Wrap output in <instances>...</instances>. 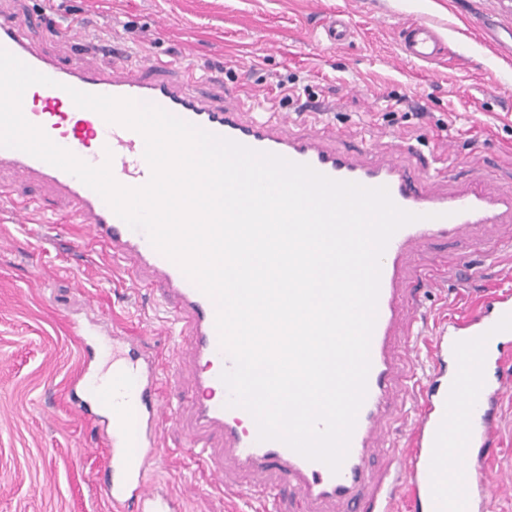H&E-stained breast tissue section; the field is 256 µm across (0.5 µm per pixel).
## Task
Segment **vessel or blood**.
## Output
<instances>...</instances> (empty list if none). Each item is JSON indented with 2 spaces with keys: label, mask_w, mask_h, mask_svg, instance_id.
<instances>
[{
  "label": "vessel or blood",
  "mask_w": 512,
  "mask_h": 512,
  "mask_svg": "<svg viewBox=\"0 0 512 512\" xmlns=\"http://www.w3.org/2000/svg\"><path fill=\"white\" fill-rule=\"evenodd\" d=\"M401 41L410 60L429 62L438 56L437 29L431 23L406 26ZM0 48L52 80L51 85L26 90L25 118L85 162H110L122 185L139 187L150 179L143 137L76 107L68 88L148 102L214 135L309 165L329 178L387 187L398 207L419 216L392 236L382 256L366 397L348 455L335 473L282 442L259 441L252 415L229 406L230 392L220 376L233 361L220 346L216 304L151 245L144 231L129 228L72 174L23 151L0 147V169L48 189L53 201L64 203L76 223L84 225L88 238L106 248L113 263L132 265L151 288L175 330L176 354L189 359L193 429L186 447L205 465L212 484L228 494L287 501L291 512H389L393 492L403 482L423 512H457L461 507L468 512L475 503L487 501L492 477L484 462L499 434L503 399L512 394L502 348L512 339L511 290L482 299L473 316L449 321L440 331L433 353L437 370L422 388L423 405L408 453L395 448L390 422L401 415L403 393L411 383L406 354L413 349L420 319L409 256L439 241L486 243L489 227L512 224L511 189L491 191L479 181L461 189H430L427 175L414 173L404 158L352 153L325 138L291 132L284 113L251 117L236 104L189 92L195 76L187 67L174 80L166 77L165 63L149 58L128 71L61 65L33 49L17 21L1 13ZM84 351L68 395L74 412L101 421L105 428L104 482L112 512H183L166 486L147 479L159 460L161 424L180 417L161 396L155 354L131 339L113 348L112 412L103 417L95 395L99 380L94 349L88 345ZM374 448L389 455L379 472L366 464Z\"/></svg>",
  "instance_id": "b4317fda"
}]
</instances>
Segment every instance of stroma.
I'll use <instances>...</instances> for the list:
<instances>
[{
    "label": "stroma",
    "instance_id": "1",
    "mask_svg": "<svg viewBox=\"0 0 512 512\" xmlns=\"http://www.w3.org/2000/svg\"><path fill=\"white\" fill-rule=\"evenodd\" d=\"M0 12L64 63L109 68L152 57L188 66L216 101L231 99L251 116L288 112L296 132L332 133L348 148L405 153L433 188L451 180L512 186V0H0ZM339 16L351 35L335 44L328 26ZM420 20L437 24L445 44L429 62L407 59L401 47L402 28ZM81 38L118 51L82 50ZM291 74L297 94L283 104L276 84ZM14 190L29 206L18 221L0 214V512H109L98 430L67 405L83 356L75 323L155 350L172 401L187 402L191 372L176 365L151 292L68 218L47 223L35 204L44 194L38 185ZM491 235L482 251L459 240L413 257L425 316L412 406L422 402L442 323L512 290V227ZM502 409L484 464L494 479L488 512H512V397ZM188 429L185 420L161 426L162 460L150 479L184 512H257L208 485L183 447Z\"/></svg>",
    "mask_w": 512,
    "mask_h": 512
}]
</instances>
